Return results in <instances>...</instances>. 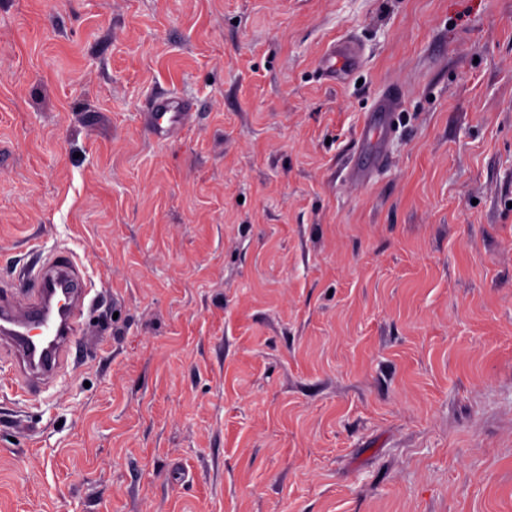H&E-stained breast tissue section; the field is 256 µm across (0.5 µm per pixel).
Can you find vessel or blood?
Returning a JSON list of instances; mask_svg holds the SVG:
<instances>
[{
  "mask_svg": "<svg viewBox=\"0 0 512 512\" xmlns=\"http://www.w3.org/2000/svg\"><path fill=\"white\" fill-rule=\"evenodd\" d=\"M192 116L191 104L173 94L154 98L146 110L147 124L159 140L177 135ZM29 280L31 293L24 302L0 301V340L15 355L21 388L40 393L66 365L93 285L64 251L48 253Z\"/></svg>",
  "mask_w": 512,
  "mask_h": 512,
  "instance_id": "b4317fda",
  "label": "vessel or blood"
}]
</instances>
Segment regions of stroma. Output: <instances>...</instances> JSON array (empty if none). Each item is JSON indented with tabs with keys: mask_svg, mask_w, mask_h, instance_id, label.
<instances>
[{
	"mask_svg": "<svg viewBox=\"0 0 512 512\" xmlns=\"http://www.w3.org/2000/svg\"><path fill=\"white\" fill-rule=\"evenodd\" d=\"M59 249L0 512H512V0H0V298ZM147 124L158 140H165L177 135L187 126L193 116L192 105L176 95H160L153 99L146 109ZM72 254L53 251L43 266L29 274L31 293L22 303L0 301V335L13 351L19 368L20 388L41 393L67 362L92 283L79 272ZM66 288L63 314L54 312L55 292ZM35 331L47 332L51 344L40 345Z\"/></svg>",
	"mask_w": 512,
	"mask_h": 512,
	"instance_id": "1",
	"label": "stroma"
}]
</instances>
